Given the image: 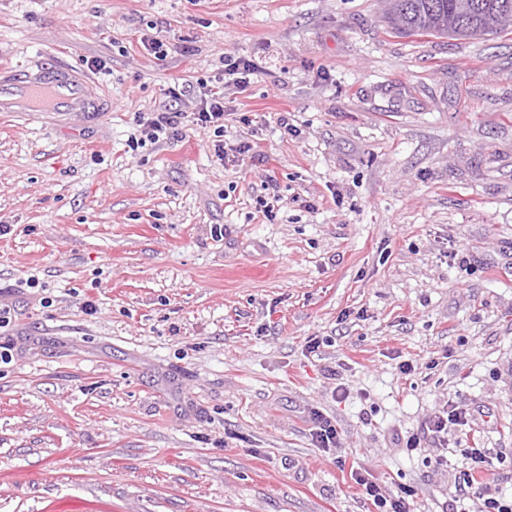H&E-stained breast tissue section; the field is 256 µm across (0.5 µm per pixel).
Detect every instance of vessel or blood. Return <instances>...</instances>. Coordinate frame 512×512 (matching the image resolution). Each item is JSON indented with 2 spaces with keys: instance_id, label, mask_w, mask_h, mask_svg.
<instances>
[{
  "instance_id": "vessel-or-blood-1",
  "label": "vessel or blood",
  "mask_w": 512,
  "mask_h": 512,
  "mask_svg": "<svg viewBox=\"0 0 512 512\" xmlns=\"http://www.w3.org/2000/svg\"><path fill=\"white\" fill-rule=\"evenodd\" d=\"M98 94L72 66L0 71V112H91Z\"/></svg>"
}]
</instances>
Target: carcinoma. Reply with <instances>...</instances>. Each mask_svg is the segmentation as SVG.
<instances>
[{
  "label": "carcinoma",
  "instance_id": "obj_1",
  "mask_svg": "<svg viewBox=\"0 0 512 512\" xmlns=\"http://www.w3.org/2000/svg\"><path fill=\"white\" fill-rule=\"evenodd\" d=\"M394 34L476 39L512 30V0H388Z\"/></svg>",
  "mask_w": 512,
  "mask_h": 512
}]
</instances>
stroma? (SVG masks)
<instances>
[{
	"instance_id": "stroma-1",
	"label": "stroma",
	"mask_w": 512,
	"mask_h": 512,
	"mask_svg": "<svg viewBox=\"0 0 512 512\" xmlns=\"http://www.w3.org/2000/svg\"><path fill=\"white\" fill-rule=\"evenodd\" d=\"M37 64L110 104L0 112V512H369L356 471L449 512L475 436L512 490V32L394 35L382 0H0V67ZM175 85L185 112L223 91L252 158L199 128L130 149ZM452 401L468 424L408 449ZM310 421L313 425L310 432L316 447L330 451L331 448L340 446L338 431L328 418L319 411L313 410L311 411Z\"/></svg>"
}]
</instances>
